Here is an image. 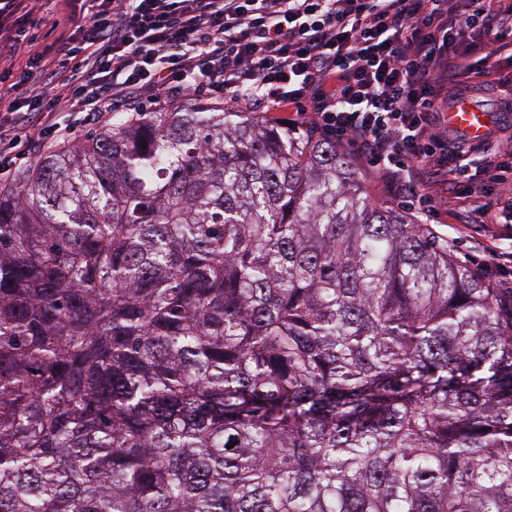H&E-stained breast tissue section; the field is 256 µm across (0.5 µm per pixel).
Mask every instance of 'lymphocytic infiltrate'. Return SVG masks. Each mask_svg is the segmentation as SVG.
<instances>
[{
  "label": "lymphocytic infiltrate",
  "mask_w": 512,
  "mask_h": 512,
  "mask_svg": "<svg viewBox=\"0 0 512 512\" xmlns=\"http://www.w3.org/2000/svg\"><path fill=\"white\" fill-rule=\"evenodd\" d=\"M61 9V29L38 45L35 0H0V143L66 142L74 129L58 113L97 122L117 100L160 106L206 91L352 149L420 223L434 221L432 185L467 197L455 223H512V202L474 186L473 148L449 138L445 119L465 93L460 74L512 109V82L494 63L512 45V0H61ZM480 169L511 191L512 140L484 148Z\"/></svg>",
  "instance_id": "1"
}]
</instances>
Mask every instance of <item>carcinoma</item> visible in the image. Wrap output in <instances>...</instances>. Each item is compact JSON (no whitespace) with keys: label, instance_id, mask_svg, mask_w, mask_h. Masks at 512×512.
Wrapping results in <instances>:
<instances>
[{"label":"carcinoma","instance_id":"1","mask_svg":"<svg viewBox=\"0 0 512 512\" xmlns=\"http://www.w3.org/2000/svg\"><path fill=\"white\" fill-rule=\"evenodd\" d=\"M0 512H512V289L239 105L0 191Z\"/></svg>","mask_w":512,"mask_h":512}]
</instances>
